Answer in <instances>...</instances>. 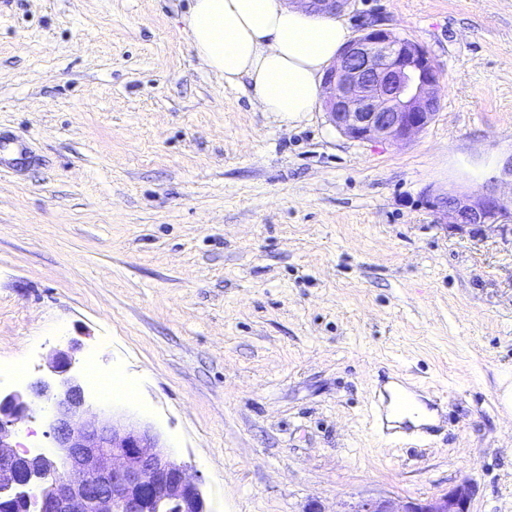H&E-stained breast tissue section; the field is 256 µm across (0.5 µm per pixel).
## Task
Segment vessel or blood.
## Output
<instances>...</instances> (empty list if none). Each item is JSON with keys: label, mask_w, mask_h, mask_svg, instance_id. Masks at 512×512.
Wrapping results in <instances>:
<instances>
[{"label": "vessel or blood", "mask_w": 512, "mask_h": 512, "mask_svg": "<svg viewBox=\"0 0 512 512\" xmlns=\"http://www.w3.org/2000/svg\"><path fill=\"white\" fill-rule=\"evenodd\" d=\"M392 391H380L372 401L373 418L384 437L390 441H400L405 437L420 432L433 433L434 425L412 426L410 417L416 405L412 400L413 386L402 376H394Z\"/></svg>", "instance_id": "b4317fda"}]
</instances>
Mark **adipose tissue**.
I'll list each match as a JSON object with an SVG mask.
<instances>
[{"label":"adipose tissue","instance_id":"adipose-tissue-1","mask_svg":"<svg viewBox=\"0 0 512 512\" xmlns=\"http://www.w3.org/2000/svg\"><path fill=\"white\" fill-rule=\"evenodd\" d=\"M192 48L228 84L248 80L266 112L313 111L321 78L348 43L342 14L310 13L288 0H191Z\"/></svg>","mask_w":512,"mask_h":512}]
</instances>
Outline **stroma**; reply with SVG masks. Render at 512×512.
Returning a JSON list of instances; mask_svg holds the SVG:
<instances>
[{
    "label": "stroma",
    "mask_w": 512,
    "mask_h": 512,
    "mask_svg": "<svg viewBox=\"0 0 512 512\" xmlns=\"http://www.w3.org/2000/svg\"><path fill=\"white\" fill-rule=\"evenodd\" d=\"M190 0H0V395L73 349L90 411L151 426L207 512H350L473 489L512 512V238L437 189L512 157V0H350L442 75L412 141L323 106L261 111L191 47ZM111 377L112 395L88 387ZM441 395L434 438L369 424L386 376ZM34 403L17 451L48 447Z\"/></svg>",
    "instance_id": "1"
}]
</instances>
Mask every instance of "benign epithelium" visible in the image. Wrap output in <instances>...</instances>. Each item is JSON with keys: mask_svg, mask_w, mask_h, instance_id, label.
Instances as JSON below:
<instances>
[{"mask_svg": "<svg viewBox=\"0 0 512 512\" xmlns=\"http://www.w3.org/2000/svg\"><path fill=\"white\" fill-rule=\"evenodd\" d=\"M304 9L334 13L347 0H294ZM440 73L425 48L376 25H368L340 52L327 71L321 98L329 121L357 140L411 141L435 117ZM512 185V157L478 192L430 194L429 206L460 228L492 225L512 236V197L498 193ZM75 359L64 351L53 358L57 384L37 381L31 394L51 403L48 436L57 453L20 454L12 445L15 424L28 416L25 395L0 398V502L21 499L33 478L42 482L39 512H205L198 481L187 475L149 425L122 424L105 412L83 418V389L69 376ZM42 465L37 473L26 467ZM473 494L464 481L447 494L408 501L369 499L350 512H470Z\"/></svg>", "mask_w": 512, "mask_h": 512, "instance_id": "benign-epithelium-1", "label": "benign epithelium"}]
</instances>
